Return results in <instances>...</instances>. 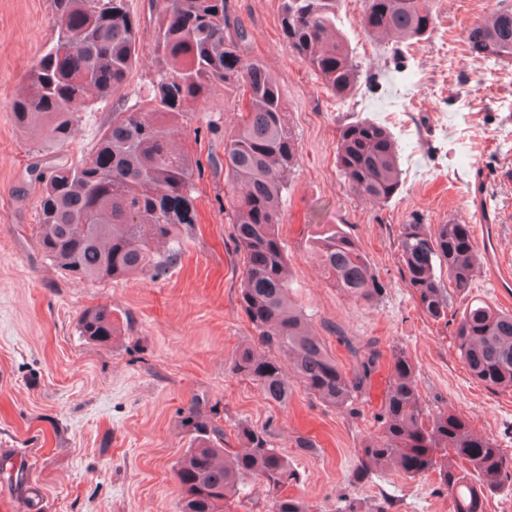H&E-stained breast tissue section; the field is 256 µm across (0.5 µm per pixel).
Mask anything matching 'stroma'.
I'll return each mask as SVG.
<instances>
[{
    "label": "stroma",
    "instance_id": "obj_1",
    "mask_svg": "<svg viewBox=\"0 0 512 512\" xmlns=\"http://www.w3.org/2000/svg\"><path fill=\"white\" fill-rule=\"evenodd\" d=\"M363 0H342L336 32L362 71L355 95L340 102L296 58L280 25L281 0H227L248 33L244 51L278 81L299 142V162L284 192L280 234L291 258L292 297L308 314L344 370L349 344L374 343L376 372L353 408L323 405L293 383L287 406L268 402L234 375L238 347L254 341L240 308L242 261L232 240L224 146L245 103L234 88L209 84L171 142L199 162L198 220L182 228V256L160 277L90 283L61 275L35 240L39 184L34 162L75 164L112 113L142 95L161 63L148 0H127L139 19L140 53L112 98L91 99L67 145L52 146L15 125L10 105L25 92V73L55 36L52 0H0V462L17 465L25 483L0 473V495L18 512H178L182 490L173 467L191 445L182 419L201 409L238 447L236 427L267 429L296 473L287 492L336 512L346 501L386 512H451L435 474L406 478L393 467L353 479L357 452L377 435L374 415L388 386L392 350L413 360L430 408L465 417L480 436L512 457V390L474 379L457 355L453 328L428 318L404 280L399 235L405 224L463 218L473 231L479 270L453 294V315L481 299L512 312V65L471 55L466 32L499 0H431L436 15L422 40L378 44L359 24ZM370 119L400 148L401 189L385 202L360 197L343 180L335 155L340 127ZM340 225L384 284L365 302L324 277L313 239ZM112 306L118 333L99 346L79 334L89 307ZM313 437L297 452L296 433Z\"/></svg>",
    "mask_w": 512,
    "mask_h": 512
}]
</instances>
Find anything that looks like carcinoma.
<instances>
[{"mask_svg":"<svg viewBox=\"0 0 512 512\" xmlns=\"http://www.w3.org/2000/svg\"><path fill=\"white\" fill-rule=\"evenodd\" d=\"M361 26L369 37L398 42L424 38L434 24L429 0H363ZM56 36L25 75L28 91L11 104L23 132L37 130L55 146L70 138L89 103L87 90L106 100L126 81L139 56L140 21L126 0H53ZM155 14V52L164 63L146 94L112 113L96 144L76 165L33 164L42 184L36 243L60 273L89 282L157 276L180 257L178 230L197 223L194 171L197 162L172 149L165 125L187 115L208 83L241 87L248 111L224 148V169L234 188V243L241 254L240 306L258 343L238 348L232 372L256 385L264 398L288 404V374L321 403L348 407L376 368L377 350L350 348L357 368L346 372L322 337L290 299L288 252L279 224L283 191L298 158V142L277 81L257 59L244 54L247 36L230 21L226 0H149ZM340 0H282L280 26L294 54L338 101L351 97L361 71L336 38ZM469 52L493 64L512 63V3L505 2L466 37ZM398 145L388 129L369 120L343 127L336 163L361 196L385 202L401 187ZM399 247L405 282L423 313L448 319L451 295L469 287L478 271L468 224H404ZM314 252L336 288L369 301L384 284L358 243L328 224ZM446 270L443 282L437 269ZM450 287H445V284ZM79 333L107 346L117 327L112 307L83 311ZM460 359L491 389H512V313L473 301L454 330ZM379 433L358 450L355 481L392 466L409 479L429 472L452 499L453 512H484L487 495L512 484V458L497 442L476 435L467 420L430 410L419 392L413 361L395 351L384 403L374 416ZM191 447L174 475L183 496L179 512H233L239 490L260 483L268 512H314L305 500L284 494L296 480L288 457L266 430L238 426L244 448L229 450L224 430L198 409L183 419ZM465 460L462 471L448 454Z\"/></svg>","mask_w":512,"mask_h":512,"instance_id":"obj_1","label":"carcinoma"}]
</instances>
